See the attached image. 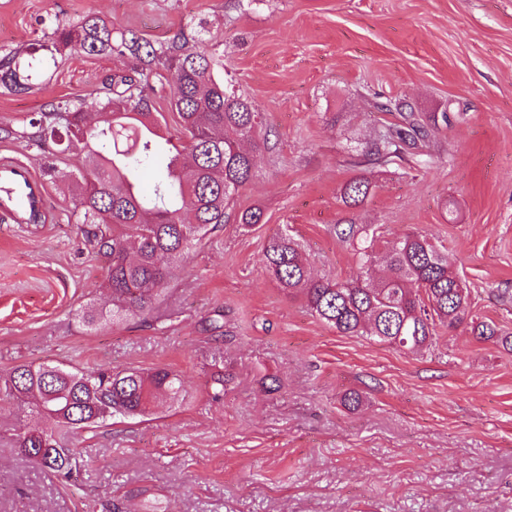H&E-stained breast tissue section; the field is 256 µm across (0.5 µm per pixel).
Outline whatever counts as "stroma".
<instances>
[{"mask_svg": "<svg viewBox=\"0 0 512 512\" xmlns=\"http://www.w3.org/2000/svg\"><path fill=\"white\" fill-rule=\"evenodd\" d=\"M95 14L151 42L207 20L224 84L258 112L267 141L230 222L194 245L158 306L159 328L128 318L88 327L104 305L103 261L73 216L75 152L0 139L46 220L0 219V372L21 363L85 370L168 367L182 399L154 420L83 435L77 482L46 477L11 448L0 407V512H512V350L466 327L412 353L347 336L279 288L274 233L297 239L317 280L358 258L337 227L372 225L378 249L422 232L448 250L473 314L512 331V0H0V54L45 41L54 21ZM133 59L71 53L15 95L0 126L28 131L50 103L89 96ZM408 101L429 155L358 171L383 125L376 103ZM373 189L347 208L345 182ZM229 373L220 400L212 378ZM280 378L266 393L265 375ZM362 406L348 410L345 392Z\"/></svg>", "mask_w": 512, "mask_h": 512, "instance_id": "stroma-1", "label": "stroma"}]
</instances>
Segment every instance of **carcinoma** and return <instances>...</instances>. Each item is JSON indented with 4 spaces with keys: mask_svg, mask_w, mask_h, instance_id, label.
<instances>
[{
    "mask_svg": "<svg viewBox=\"0 0 512 512\" xmlns=\"http://www.w3.org/2000/svg\"><path fill=\"white\" fill-rule=\"evenodd\" d=\"M206 22L193 33L151 43L95 16L77 23L57 21L49 36L50 54L66 51L132 56L140 68L117 71L90 96L61 100L32 118L28 140L51 143L81 155L76 178L78 223L90 224V242L107 263L102 287L111 305L80 311L90 327L136 316L160 322L157 303L184 252L226 222L227 210L255 174L247 142L258 147L262 130L247 99L224 87V64L206 49ZM47 68V59L23 61L0 54V86L25 93ZM172 73L170 100L175 128L159 122V71ZM401 114L370 143L372 161H389L425 141V124ZM172 146L166 173L150 197L135 190L140 172L153 167ZM364 176L349 180L341 198L357 208L369 197ZM27 224L43 219L38 196L29 189L17 211ZM339 235L357 245L359 262L351 279L339 283L312 279L298 243L286 232L268 241L265 263L280 288L303 300L320 320L347 336L373 339L413 352L427 350L437 329H453L469 315V293L448 256L422 234H408L386 249L387 277L375 274L377 235L370 225H349ZM470 333L482 342L512 349V333L491 319L470 318ZM180 380L166 367L148 371L104 368L93 371L63 365L19 364L0 374V402L17 405L21 424L13 438L18 456L49 477L68 482L81 462L72 439L91 433L114 417L149 419L164 401L178 399Z\"/></svg>",
    "mask_w": 512,
    "mask_h": 512,
    "instance_id": "obj_1",
    "label": "carcinoma"
}]
</instances>
